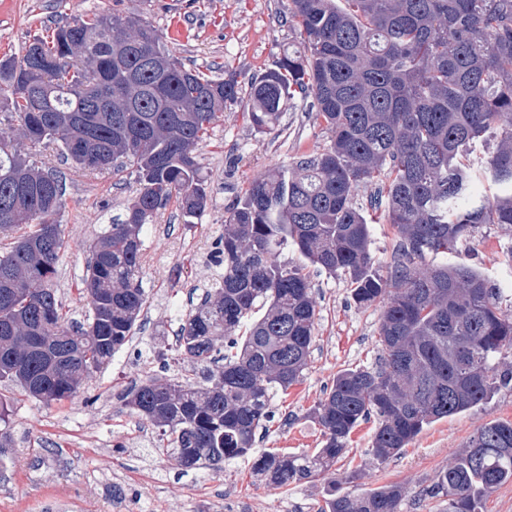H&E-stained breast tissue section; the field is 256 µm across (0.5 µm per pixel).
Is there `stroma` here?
Listing matches in <instances>:
<instances>
[{
	"mask_svg": "<svg viewBox=\"0 0 512 512\" xmlns=\"http://www.w3.org/2000/svg\"><path fill=\"white\" fill-rule=\"evenodd\" d=\"M290 0H0V58L20 55L33 36L61 22L86 18L101 6L153 25L186 66L219 78L234 77L247 91L252 77L274 67L280 52L296 47L286 21ZM331 134L310 100L287 104L280 126L255 132L244 101L218 112L197 154L210 190L205 213L186 223L176 205L159 210L144 225L142 286L146 306L134 336L110 365L84 379L77 394L44 405L10 382H0L8 409L10 439L0 447V512H318L328 478L270 488L252 473L266 452L311 454L321 446V428L311 412L341 370L375 365L381 310L358 308L348 277L312 272L319 310L309 364L288 392H273V416L258 432L251 456L212 467L181 471L158 451L156 431L128 406L123 395L146 377L182 381L193 366L175 351L174 334L218 272L209 244L224 231V219L257 175L327 148ZM36 165L60 172L65 181L58 215L65 248L56 287L68 319L90 310L80 288L90 248L135 196L136 174L125 170L77 169L58 149L26 150ZM203 240L206 249L186 263L177 242ZM512 229L483 224L460 245L457 261L488 276L502 290L500 306L512 314ZM512 420V387L489 402L432 423L399 454L379 462L371 454L373 423L360 425L332 474L356 480L337 485L355 494L389 484L407 497L401 512H440V499L424 495L440 468L461 451L479 426Z\"/></svg>",
	"mask_w": 512,
	"mask_h": 512,
	"instance_id": "1",
	"label": "stroma"
}]
</instances>
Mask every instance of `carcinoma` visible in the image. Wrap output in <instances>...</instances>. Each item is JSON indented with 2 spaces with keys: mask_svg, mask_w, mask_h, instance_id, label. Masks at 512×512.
<instances>
[{
  "mask_svg": "<svg viewBox=\"0 0 512 512\" xmlns=\"http://www.w3.org/2000/svg\"><path fill=\"white\" fill-rule=\"evenodd\" d=\"M299 38L251 80V126L277 128L286 103L312 98L331 133L320 152L254 179L213 246L224 271L183 319L175 350L202 367L195 383L149 378L126 405L158 431L183 470L247 456L284 392L307 368L319 311L307 268L348 276L359 308L381 305L378 363L336 375L313 411L323 446L268 452L254 468L273 485L314 479L343 456L352 433L376 421L371 452L384 462L431 423L512 385V314L501 289L455 253L481 224L512 229V0H290ZM9 101L0 134V381L46 404L77 393L133 336L146 304L142 228L175 202L207 209L196 150L216 113L238 100L234 79L186 68L148 24L104 10L36 36L0 59ZM54 145L84 170L134 168L139 188L92 248L83 292L91 312L73 325L53 279L65 241L56 216L63 183L30 163L20 141ZM495 145L482 170L499 188L478 196L462 159ZM374 186L363 206L357 189ZM397 236L375 264L371 224ZM294 247L304 259L288 265ZM261 315L252 318L255 311ZM67 336L55 361H13L24 338ZM512 481V421L478 427L426 493L444 512H483ZM390 484L360 495L331 491L320 512H399Z\"/></svg>",
  "mask_w": 512,
  "mask_h": 512,
  "instance_id": "carcinoma-1",
  "label": "carcinoma"
}]
</instances>
